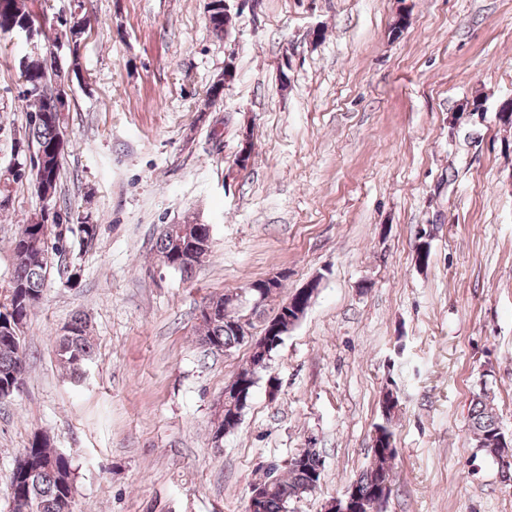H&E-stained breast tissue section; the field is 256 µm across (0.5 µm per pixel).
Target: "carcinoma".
I'll return each mask as SVG.
<instances>
[{
  "instance_id": "1",
  "label": "carcinoma",
  "mask_w": 512,
  "mask_h": 512,
  "mask_svg": "<svg viewBox=\"0 0 512 512\" xmlns=\"http://www.w3.org/2000/svg\"><path fill=\"white\" fill-rule=\"evenodd\" d=\"M210 24L223 34L235 24V16L224 12L223 0H209ZM38 14L27 8L25 0H0V34H13L29 28ZM27 77V90L20 97L29 103L25 112L23 136L16 143L17 154L23 157L18 171L9 170L0 182V210L9 207L11 187L23 180H37L47 185L52 197H57L62 160L70 146L65 135L66 116L48 94V64L37 54L24 57L20 62ZM62 224H78L85 237L93 240L100 233V225L91 221V215L73 210L44 208L31 215L22 225L13 242L16 265L8 286L0 291V403L10 398L24 384L26 366L25 327L32 312L43 298L44 288L55 258L69 252L70 237L57 233ZM178 225H166L155 242V250L166 267L189 278L207 255L212 238L211 225L190 224L191 238L176 241ZM240 308L224 306V296H212L199 308L200 344L211 350L231 351L244 342L245 334L238 325L239 314L249 310L259 315L264 307L252 302L257 293L253 288L242 289ZM68 332L56 336L55 352L59 363L71 378L81 379L92 360L94 346L88 322L81 314L67 323ZM278 344L260 347L249 365L240 375L255 386L259 373L266 368L271 353ZM488 389L473 395L469 414L470 432L476 438L479 450L498 459L504 479L512 480V458L504 457L491 446L490 438L500 429L496 415L488 406ZM28 467L13 470L8 488L11 512H73L75 474L71 459L54 450L44 435L33 436L24 449ZM396 453L388 456L373 455L369 466L356 478L359 490L366 496L372 493L384 476L393 483L392 461ZM288 476L279 477L270 472L261 482L264 497L261 512H287L288 503L309 494L315 473L322 472L320 453L307 448L287 462Z\"/></svg>"
}]
</instances>
